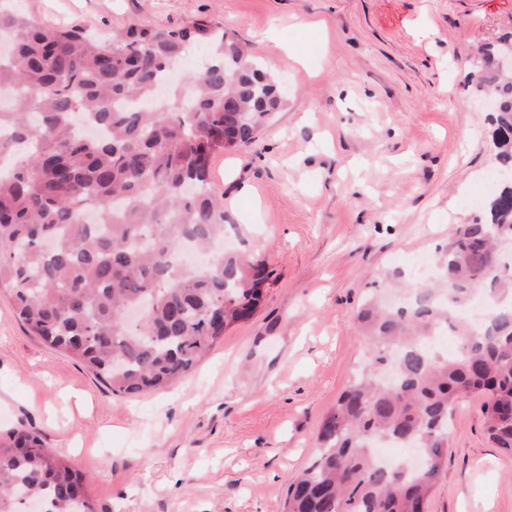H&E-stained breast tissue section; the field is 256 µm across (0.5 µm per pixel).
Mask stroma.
Returning a JSON list of instances; mask_svg holds the SVG:
<instances>
[{
	"label": "stroma",
	"instance_id": "obj_1",
	"mask_svg": "<svg viewBox=\"0 0 512 512\" xmlns=\"http://www.w3.org/2000/svg\"><path fill=\"white\" fill-rule=\"evenodd\" d=\"M51 27L111 33L205 19L247 44L286 106L210 178L245 248L273 269L247 321L174 387L117 399L25 333L0 298V431H40L97 512H281L317 430L366 363L356 319L417 278L497 188L471 82L512 0H12ZM463 397L427 512H512V455Z\"/></svg>",
	"mask_w": 512,
	"mask_h": 512
}]
</instances>
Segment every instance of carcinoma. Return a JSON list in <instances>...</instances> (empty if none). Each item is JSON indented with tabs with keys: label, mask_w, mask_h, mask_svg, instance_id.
I'll list each match as a JSON object with an SVG mask.
<instances>
[{
	"label": "carcinoma",
	"mask_w": 512,
	"mask_h": 512,
	"mask_svg": "<svg viewBox=\"0 0 512 512\" xmlns=\"http://www.w3.org/2000/svg\"><path fill=\"white\" fill-rule=\"evenodd\" d=\"M0 293L23 329L80 361L112 395L139 396L188 376L224 334L262 301L273 271L248 252L199 264L177 259L184 244L207 253L224 236V205L211 188L212 157L249 144L285 105L278 82L224 28L198 20L180 29L129 26L99 40L0 8ZM209 49L151 111L139 104L182 60L188 44ZM512 41L480 50L476 90L489 115L494 160L512 169V76L491 66ZM86 117L104 136L74 132ZM100 208L97 224L85 206ZM512 239V183L485 201L438 253V279L404 307L366 304L357 315L371 366L358 371L322 419L319 455L288 487L283 512H426L448 463L457 400L483 398L489 440L512 454V266L491 247ZM482 291L487 319L469 328L458 313ZM148 304L136 325L125 311ZM438 330L462 337L453 357L425 347ZM389 438L423 449L426 464L380 463ZM19 489L45 512H95L83 477L45 448L40 433L0 434V512H19Z\"/></svg>",
	"instance_id": "obj_1"
}]
</instances>
